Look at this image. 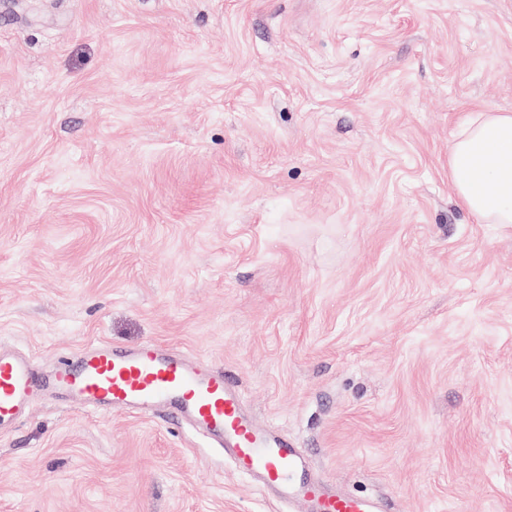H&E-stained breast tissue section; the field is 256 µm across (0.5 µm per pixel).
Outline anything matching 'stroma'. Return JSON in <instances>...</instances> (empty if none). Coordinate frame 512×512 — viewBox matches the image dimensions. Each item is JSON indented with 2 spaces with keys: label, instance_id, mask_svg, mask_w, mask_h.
Instances as JSON below:
<instances>
[{
  "label": "stroma",
  "instance_id": "stroma-1",
  "mask_svg": "<svg viewBox=\"0 0 512 512\" xmlns=\"http://www.w3.org/2000/svg\"><path fill=\"white\" fill-rule=\"evenodd\" d=\"M512 113V0H0V347L220 367L386 512H512V226L448 144ZM0 512H298L164 409L54 389Z\"/></svg>",
  "mask_w": 512,
  "mask_h": 512
}]
</instances>
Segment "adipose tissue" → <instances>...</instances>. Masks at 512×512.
I'll use <instances>...</instances> for the list:
<instances>
[{
  "label": "adipose tissue",
  "mask_w": 512,
  "mask_h": 512,
  "mask_svg": "<svg viewBox=\"0 0 512 512\" xmlns=\"http://www.w3.org/2000/svg\"><path fill=\"white\" fill-rule=\"evenodd\" d=\"M448 178L480 224H512V113L473 112L448 147Z\"/></svg>",
  "instance_id": "obj_1"
}]
</instances>
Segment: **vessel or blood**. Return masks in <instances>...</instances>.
I'll return each mask as SVG.
<instances>
[{
  "label": "vessel or blood",
  "instance_id": "vessel-or-blood-1",
  "mask_svg": "<svg viewBox=\"0 0 512 512\" xmlns=\"http://www.w3.org/2000/svg\"><path fill=\"white\" fill-rule=\"evenodd\" d=\"M46 386L100 411L114 406L144 413L175 408L181 419L217 441L241 472L275 490L280 499L303 505L306 512H384L376 497L344 494L310 478L308 457L245 412L223 369L185 359L156 343L125 348L88 344L60 360L46 378L26 360L0 352V428L25 413Z\"/></svg>",
  "mask_w": 512,
  "mask_h": 512
}]
</instances>
